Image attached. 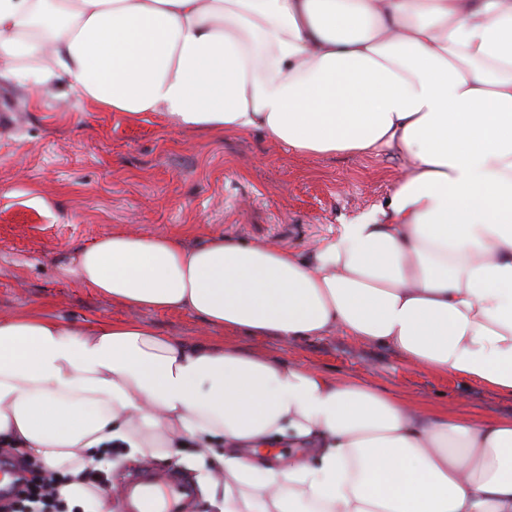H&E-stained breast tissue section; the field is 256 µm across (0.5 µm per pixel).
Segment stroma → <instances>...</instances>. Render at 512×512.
Returning <instances> with one entry per match:
<instances>
[{
    "mask_svg": "<svg viewBox=\"0 0 512 512\" xmlns=\"http://www.w3.org/2000/svg\"><path fill=\"white\" fill-rule=\"evenodd\" d=\"M59 88L0 85V318L44 309L75 325L138 320L159 335L276 358L433 408L512 417V398L415 366L353 336L287 343L207 330L188 311H133L61 276L58 266L101 236L135 227L221 234L307 254L339 225L383 205L401 173L389 152L288 153L259 131L204 136L154 112H105Z\"/></svg>",
    "mask_w": 512,
    "mask_h": 512,
    "instance_id": "obj_1",
    "label": "stroma"
}]
</instances>
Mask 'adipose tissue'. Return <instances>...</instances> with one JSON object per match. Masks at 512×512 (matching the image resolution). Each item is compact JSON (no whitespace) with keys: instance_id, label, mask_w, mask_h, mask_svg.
<instances>
[{"instance_id":"obj_1","label":"adipose tissue","mask_w":512,"mask_h":512,"mask_svg":"<svg viewBox=\"0 0 512 512\" xmlns=\"http://www.w3.org/2000/svg\"><path fill=\"white\" fill-rule=\"evenodd\" d=\"M0 82L289 151L386 149L383 206L309 259L269 242L115 232L60 266L133 310L298 341L345 333L512 396V0H0ZM314 458L272 463L281 440ZM195 442L216 512H512V419L432 410L148 324L0 318V446L72 512L108 448Z\"/></svg>"}]
</instances>
